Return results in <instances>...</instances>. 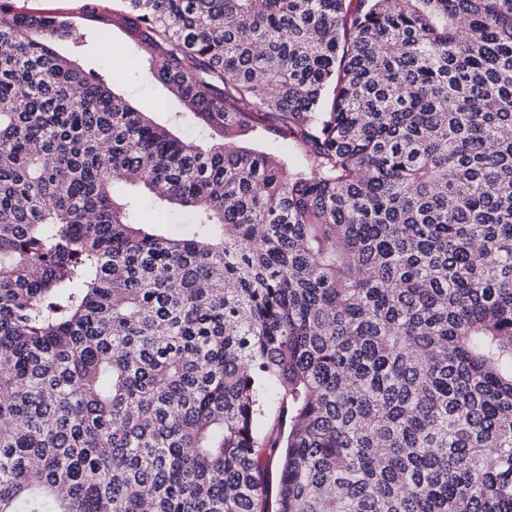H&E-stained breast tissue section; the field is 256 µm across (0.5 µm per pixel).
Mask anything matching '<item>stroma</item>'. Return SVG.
I'll return each mask as SVG.
<instances>
[{
	"label": "stroma",
	"mask_w": 512,
	"mask_h": 512,
	"mask_svg": "<svg viewBox=\"0 0 512 512\" xmlns=\"http://www.w3.org/2000/svg\"><path fill=\"white\" fill-rule=\"evenodd\" d=\"M18 5L26 10L73 16L75 28L83 34L84 40L79 44L57 42L60 53L76 56L84 69L111 73L116 78L113 89L117 94L138 109L151 113L155 122L169 127L176 135L185 134L199 142H208L207 133L193 126L184 114L182 104L165 86L148 75L147 64H136L137 46L121 22H114L109 30H102L100 22L85 16L84 0H18Z\"/></svg>",
	"instance_id": "stroma-1"
}]
</instances>
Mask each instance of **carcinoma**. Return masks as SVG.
<instances>
[{
  "label": "carcinoma",
  "instance_id": "1",
  "mask_svg": "<svg viewBox=\"0 0 512 512\" xmlns=\"http://www.w3.org/2000/svg\"><path fill=\"white\" fill-rule=\"evenodd\" d=\"M112 16L212 137L0 0V512H512V0ZM238 145L250 147L258 151L270 153L273 156L282 158L292 167H299L303 164L302 156L294 150L286 141L279 139H259L252 133L236 139Z\"/></svg>",
  "mask_w": 512,
  "mask_h": 512
}]
</instances>
